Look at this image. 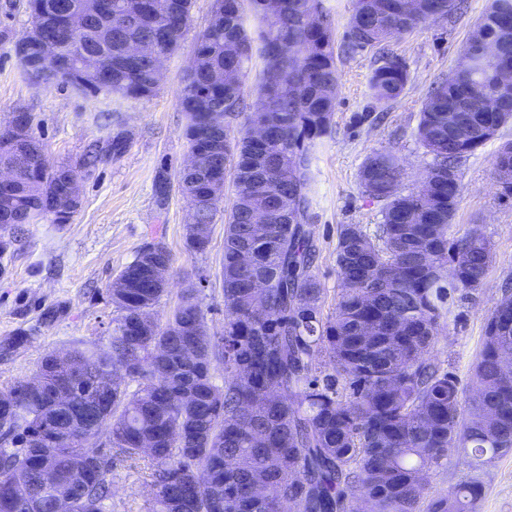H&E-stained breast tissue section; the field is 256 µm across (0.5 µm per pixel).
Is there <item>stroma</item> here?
Listing matches in <instances>:
<instances>
[{
	"mask_svg": "<svg viewBox=\"0 0 512 512\" xmlns=\"http://www.w3.org/2000/svg\"><path fill=\"white\" fill-rule=\"evenodd\" d=\"M453 19L425 26L355 52L345 49L344 32L353 0H323L334 24L339 54L336 110L328 133L311 154L312 229L320 247L313 273L324 290V314H331L341 290L336 242L341 225L360 224L374 231L380 206L362 194L358 173L375 151L395 154L404 168L401 190L419 187L431 158L415 140L419 113L428 92L459 62L490 0H465ZM214 0H192L190 20L179 50L161 69L155 93L143 99L110 94L84 95L55 82L36 84L25 74L15 44L31 26L27 0H0V127L16 112L29 113L32 132L51 166L78 165L82 204L66 224H11L0 232V391L36 375L42 359L65 354L79 343L106 339L121 312L110 288L119 272L149 242L165 245L172 257L169 285L152 317L165 322L183 288L195 285L211 337L224 332V210L235 187L224 182V198L204 252L186 244L189 208L178 190L165 202L154 191L159 170L176 176L187 151L186 117L180 106L187 66L208 27ZM399 57L409 81L393 102L372 98L369 78L382 53ZM127 148L109 154L116 133ZM512 142V125L475 150L460 178V196L451 231L460 236L478 230L491 243L493 261L481 288L451 304L441 320L430 357L459 382L462 399L473 393L472 375L487 316L512 286V198L500 197L495 178L498 150ZM99 158L83 165L89 146ZM111 460L112 496L106 512H147L152 462L147 455L90 442ZM474 512H512V452L486 468L485 489Z\"/></svg>",
	"mask_w": 512,
	"mask_h": 512,
	"instance_id": "1",
	"label": "stroma"
}]
</instances>
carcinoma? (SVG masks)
Returning a JSON list of instances; mask_svg holds the SVG:
<instances>
[{
    "label": "carcinoma",
    "instance_id": "obj_1",
    "mask_svg": "<svg viewBox=\"0 0 512 512\" xmlns=\"http://www.w3.org/2000/svg\"><path fill=\"white\" fill-rule=\"evenodd\" d=\"M40 22L21 37L35 57L52 28L58 0H37ZM253 23L241 0H215L224 16L209 25L181 91L188 116L187 147L201 153L191 179L206 195L219 166L231 176L236 199L225 215L222 287L224 334L186 362L179 336L204 323L194 287L184 290L165 324L143 328L165 290L143 287L138 260L111 289L122 311L107 340L77 344L66 354L83 371L71 372L56 356L39 367L42 384L19 380L0 392V512H58L56 498L35 493L44 459H51L67 512H103L112 465L93 449L43 443L46 431L73 434L69 406L54 394L79 396L87 376L122 373L112 382L100 419L85 432L105 434L128 454L152 445L148 512H418L428 472L452 460L469 475L427 512H471L481 497L483 466L512 450V294L505 293L486 320L474 366V393L462 406L455 379L426 357L454 295L481 287L492 261L489 240L473 230L451 233L462 168L473 152L512 121V90L499 75L512 73V0H491L472 34L495 46L488 63L461 62L425 99L417 138L431 155L422 187L403 192L404 169L387 152L367 156L359 171L363 193L380 203L375 233L341 225L336 265L342 290L332 314L323 315V289L312 273L318 256L310 223L311 151L327 134L336 108L335 40L322 0H278L266 16L250 0ZM191 0H112L119 22L101 14L63 40L69 56L93 48L101 71L75 87L82 93L150 96L157 83L150 62L124 54L148 40L167 56L180 46ZM463 0H356L345 38L354 48L378 46L437 18H451ZM263 62L259 101L240 137L231 122L243 110L241 76L253 55ZM409 79L406 65L386 54L370 78L379 104L397 99ZM0 167L14 172V203L0 202V224L68 222L61 175L39 140L17 148L0 138ZM292 169L285 181L281 171ZM219 201L196 210L210 227ZM268 210L263 233L253 212ZM455 274L448 278V267ZM266 282L255 300L251 277ZM221 349L224 385L213 380ZM333 373L318 377L316 358ZM136 384L129 390L130 384Z\"/></svg>",
    "mask_w": 512,
    "mask_h": 512
}]
</instances>
